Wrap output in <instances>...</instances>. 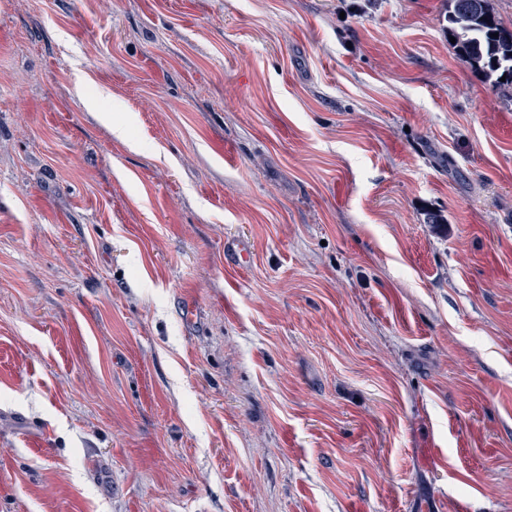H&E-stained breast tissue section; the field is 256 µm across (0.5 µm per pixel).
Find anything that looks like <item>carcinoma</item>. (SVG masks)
I'll use <instances>...</instances> for the list:
<instances>
[{
    "label": "carcinoma",
    "instance_id": "carcinoma-1",
    "mask_svg": "<svg viewBox=\"0 0 512 512\" xmlns=\"http://www.w3.org/2000/svg\"><path fill=\"white\" fill-rule=\"evenodd\" d=\"M444 20L459 59L494 87L512 92V29L491 0H448Z\"/></svg>",
    "mask_w": 512,
    "mask_h": 512
}]
</instances>
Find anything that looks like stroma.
I'll return each instance as SVG.
<instances>
[{"mask_svg": "<svg viewBox=\"0 0 512 512\" xmlns=\"http://www.w3.org/2000/svg\"><path fill=\"white\" fill-rule=\"evenodd\" d=\"M446 10L0 0V512H512V104Z\"/></svg>", "mask_w": 512, "mask_h": 512, "instance_id": "obj_1", "label": "stroma"}]
</instances>
